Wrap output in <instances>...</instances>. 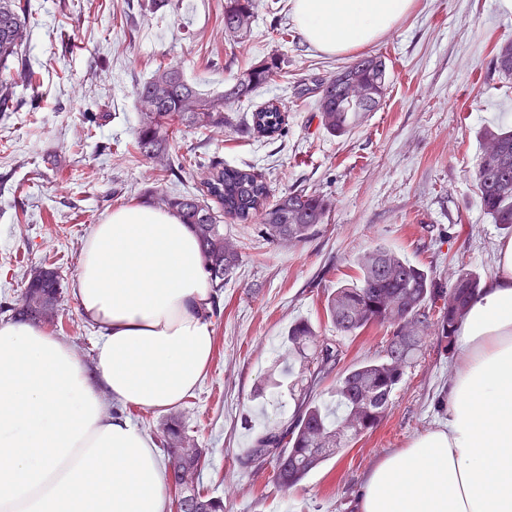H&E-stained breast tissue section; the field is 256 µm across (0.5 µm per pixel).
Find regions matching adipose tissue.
<instances>
[{"label":"adipose tissue","mask_w":512,"mask_h":512,"mask_svg":"<svg viewBox=\"0 0 512 512\" xmlns=\"http://www.w3.org/2000/svg\"><path fill=\"white\" fill-rule=\"evenodd\" d=\"M413 0H291L318 51L391 31ZM102 334L92 364L44 328L0 320V512H167L152 437L100 395L164 411L199 386L216 294L192 230L169 210L118 207L84 242L72 283ZM444 427L369 472L355 512H512V238L457 327Z\"/></svg>","instance_id":"1"}]
</instances>
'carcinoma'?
<instances>
[{
	"label": "carcinoma",
	"mask_w": 512,
	"mask_h": 512,
	"mask_svg": "<svg viewBox=\"0 0 512 512\" xmlns=\"http://www.w3.org/2000/svg\"><path fill=\"white\" fill-rule=\"evenodd\" d=\"M255 7L256 0H224L225 35L233 40L243 38ZM30 17L28 0H0V112L13 111L16 88L33 85L34 71L28 62L12 65L28 43ZM493 64L502 75H512V39L497 46ZM347 70L369 88L371 98L364 111H373L387 90L385 57L361 58ZM281 73V62L274 57L250 66L225 84L224 92L213 96L189 82L179 64L158 65L136 88L140 111L136 151L161 172L185 170L188 159L170 153L173 135L182 127L210 131L230 125L224 103L249 99L258 87ZM316 90L315 107L322 128L334 136L346 133L360 113L343 102L340 78L321 80ZM284 122L285 112L271 102L251 112L249 129L274 137ZM482 138L498 143L500 150L478 159L476 181L481 204L494 223L512 230V131L486 129ZM208 168L209 176L195 192L157 193L153 201L194 228L210 281L219 290L239 263L238 246L224 235L221 216L246 221L258 214L263 234L289 243L316 236L328 223L331 202L315 191L294 189L272 201L266 182L251 170L214 159ZM359 270L355 282L340 285L329 294L327 316L345 334L379 325L390 329L392 336L377 355L336 376L330 394L343 408L341 419L330 421L312 395L314 386L335 368L336 346L319 338L310 323L296 322L288 328V349L299 356L302 370L309 374L307 386L300 387L297 395V420L289 428H274L260 435L255 448L240 459L246 468L271 464L276 481L286 489L299 485L312 470L382 422L407 368L419 356L426 332L436 326L438 335L448 340V349H453L457 326L481 290L480 277L464 271L442 286L431 272L385 246L366 254ZM61 297L59 272L41 267L28 278L21 297L11 307L13 317L51 324L58 315ZM433 304L439 314L435 323L430 315ZM161 444L167 453L166 473L178 512H224L222 499L205 496L198 488L203 449L185 428L176 421L166 423Z\"/></svg>",
	"instance_id": "1"
}]
</instances>
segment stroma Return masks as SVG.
<instances>
[{
  "mask_svg": "<svg viewBox=\"0 0 512 512\" xmlns=\"http://www.w3.org/2000/svg\"><path fill=\"white\" fill-rule=\"evenodd\" d=\"M501 2L415 0L379 41L327 55L304 39L291 0H258L250 32L237 44L224 35V0H172L167 8L153 0H31L39 22L26 58L39 87L18 88L20 107L0 113V318L30 274L55 268L62 302L47 330L91 361L100 331L82 318L71 292L85 238L112 209L143 203L147 192L195 188L212 158L253 169L277 195L295 188L325 195L332 209L322 233L297 245L268 240L260 216L225 218L241 258L218 294L213 360L201 384L164 413L122 404L117 411L153 437L179 419L205 452L200 486L223 498L224 512H354L374 464L443 418L454 358L440 336L428 335L381 424L290 490L276 483L271 465L240 464L260 432L297 418L296 401L253 392L287 360L288 328L299 320L335 341L338 369L381 351L385 328L348 336L324 309L376 246L443 284L462 268L484 280L494 274L506 232L484 213L474 171L482 130L512 129V78L489 69L496 46L512 37V11ZM380 54L388 64L382 104L349 133L328 134L305 85ZM272 56L282 61V76L251 101L225 105L232 127L176 133L171 149L195 156L197 166L175 178L136 152L135 88L157 64L180 61L190 82L217 93ZM270 102L283 108L284 129L272 139L254 137L247 119ZM89 112L95 124L87 123Z\"/></svg>",
  "mask_w": 512,
  "mask_h": 512,
  "instance_id": "35a3bbf8",
  "label": "stroma"
}]
</instances>
